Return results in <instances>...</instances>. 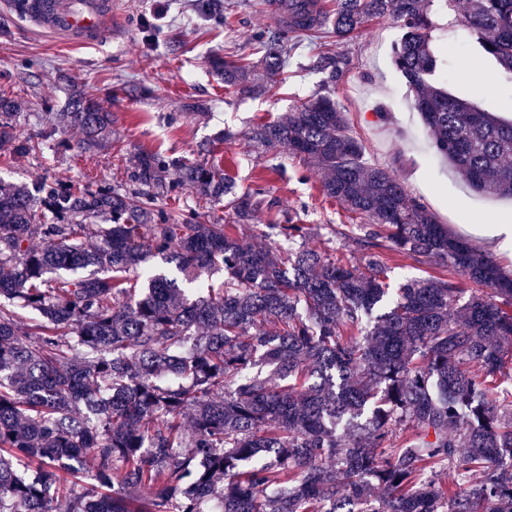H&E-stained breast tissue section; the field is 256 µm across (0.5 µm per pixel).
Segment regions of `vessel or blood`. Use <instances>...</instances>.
Here are the masks:
<instances>
[{"label":"vessel or blood","instance_id":"obj_1","mask_svg":"<svg viewBox=\"0 0 512 512\" xmlns=\"http://www.w3.org/2000/svg\"><path fill=\"white\" fill-rule=\"evenodd\" d=\"M23 15L40 30L74 43L98 41L118 28L112 0H25Z\"/></svg>","mask_w":512,"mask_h":512}]
</instances>
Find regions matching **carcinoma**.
Instances as JSON below:
<instances>
[{
  "mask_svg": "<svg viewBox=\"0 0 512 512\" xmlns=\"http://www.w3.org/2000/svg\"><path fill=\"white\" fill-rule=\"evenodd\" d=\"M377 17L404 30L394 63L439 157L471 190L512 197V120L448 91L424 0H336L333 33ZM457 22L512 77V0H467ZM265 47L259 63L225 57L224 84L280 74L286 45ZM30 106L0 91V153L37 161L59 127L86 151L111 143L112 113L82 91L22 138ZM253 137L363 220L339 234L364 266L157 205L188 184L251 220L254 196L205 161L143 154L136 188L0 182V512H53L54 486L68 512H512V274L367 164L329 97ZM383 251L443 273L392 298ZM155 257L224 282L190 302ZM89 457L94 482H70Z\"/></svg>",
  "mask_w": 512,
  "mask_h": 512,
  "instance_id": "obj_1",
  "label": "carcinoma"
}]
</instances>
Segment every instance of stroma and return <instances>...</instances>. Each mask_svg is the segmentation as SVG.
Here are the masks:
<instances>
[{
    "instance_id": "obj_1",
    "label": "stroma",
    "mask_w": 512,
    "mask_h": 512,
    "mask_svg": "<svg viewBox=\"0 0 512 512\" xmlns=\"http://www.w3.org/2000/svg\"><path fill=\"white\" fill-rule=\"evenodd\" d=\"M113 2L121 36L93 44H71L37 31L0 5V87L31 100L36 112L63 104L79 87L112 114L111 148L81 151L80 132L60 129L48 142L45 162L0 157V180L126 182L143 153L202 158L224 169L238 193L258 194L254 220L237 223L231 210L200 204L188 187L177 198H160L159 206H202L222 223L236 224L242 240L271 246H286L282 224H305L304 248L359 265L363 253L340 235L343 227L356 224V216L323 197L320 174L252 138L254 127L285 115L298 100L326 95L344 112L348 132L363 144L368 164L394 174L450 232L467 225L465 239L512 272V254L495 252L479 231L483 224H512V200L473 192L435 156L409 104L408 83L393 61L403 34L398 24L376 18L344 40L327 26L298 34L284 74L244 94L225 87L209 61L227 55L258 58L266 35L277 27L266 0H217L218 9L209 16L197 12L195 0ZM431 19L433 36L454 66L451 91L512 119V80L478 54L456 11L436 5ZM327 53L349 61L334 82L315 68Z\"/></svg>"
}]
</instances>
